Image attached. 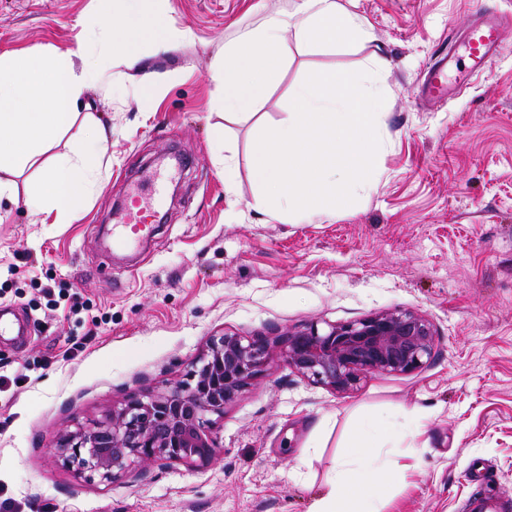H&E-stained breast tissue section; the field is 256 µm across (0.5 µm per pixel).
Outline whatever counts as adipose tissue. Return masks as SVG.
Masks as SVG:
<instances>
[{
  "label": "adipose tissue",
  "instance_id": "adipose-tissue-1",
  "mask_svg": "<svg viewBox=\"0 0 512 512\" xmlns=\"http://www.w3.org/2000/svg\"><path fill=\"white\" fill-rule=\"evenodd\" d=\"M124 17L115 22L112 54L130 61L140 58V38L149 36L166 43L174 35L162 18L145 19L142 0H126ZM294 26L301 41L324 47H344L372 42L365 22L338 0H299ZM279 19H269L261 28L243 33L231 50L233 61L218 71L224 88L225 113H252L265 95L267 81L277 74L286 54ZM101 71L74 62L54 63L32 55L22 61L0 58V140L8 139L9 150L0 149V199H15L16 176L48 155V167L34 191L22 198L29 212L49 211L58 216L80 212L94 185L98 148L105 140L104 129L92 139L68 151L53 153V146L74 123L75 107L85 88L97 82ZM382 423L358 432L350 457L341 460L336 476L317 498L310 512H372L366 495L349 489L352 476L371 482L380 473L372 456L371 433H382Z\"/></svg>",
  "mask_w": 512,
  "mask_h": 512
}]
</instances>
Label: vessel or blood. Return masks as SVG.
I'll list each match as a JSON object with an SVG mask.
<instances>
[{
	"mask_svg": "<svg viewBox=\"0 0 512 512\" xmlns=\"http://www.w3.org/2000/svg\"><path fill=\"white\" fill-rule=\"evenodd\" d=\"M476 18L461 38L464 51L470 61V69L479 72L501 47L512 26L504 24L485 8H478ZM456 57L446 53L440 55L429 67L424 79V91L428 101L444 99L448 94V66ZM162 181L137 186L121 205L117 213V224L112 227V242L122 248H133L155 232V217L164 200Z\"/></svg>",
	"mask_w": 512,
	"mask_h": 512,
	"instance_id": "b4317fda",
	"label": "vessel or blood"
}]
</instances>
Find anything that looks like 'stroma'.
Segmentation results:
<instances>
[{
  "label": "stroma",
  "instance_id": "35a3bbf8",
  "mask_svg": "<svg viewBox=\"0 0 512 512\" xmlns=\"http://www.w3.org/2000/svg\"><path fill=\"white\" fill-rule=\"evenodd\" d=\"M381 48L300 42L253 114L225 115L213 78L238 34L297 0H144L177 41H143L142 61L110 58L99 0H0V56L78 60L87 87L58 150L97 122L101 176L84 209L45 221L0 200V305L27 319L0 339V505L9 512H309L370 420L392 429L376 512H465L485 492L512 500V37L487 71L443 103L424 76L470 26L478 0H339ZM376 67L385 102L369 190L335 213L284 220L252 173L258 128L281 124L309 73ZM171 80L145 92L151 72ZM223 142H216V134ZM187 158L153 242L110 249L105 224L164 154ZM236 164L225 184L221 157ZM401 308L427 319L433 358L411 374L370 373L337 394L278 362L224 411L215 460L87 481L56 435L133 394L182 379L209 339L275 340Z\"/></svg>",
  "mask_w": 512,
  "mask_h": 512
}]
</instances>
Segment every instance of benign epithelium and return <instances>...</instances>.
Listing matches in <instances>:
<instances>
[{
    "instance_id": "7a95c632",
    "label": "benign epithelium",
    "mask_w": 512,
    "mask_h": 512,
    "mask_svg": "<svg viewBox=\"0 0 512 512\" xmlns=\"http://www.w3.org/2000/svg\"><path fill=\"white\" fill-rule=\"evenodd\" d=\"M434 345L432 325L418 313L399 308L325 330L310 324L281 342L214 336L184 379L133 395L101 418L59 433L53 448L65 466L89 479L113 480L135 466L142 476L169 463L204 466L218 448L216 420L272 364L282 361L344 394L368 373L421 369Z\"/></svg>"
}]
</instances>
